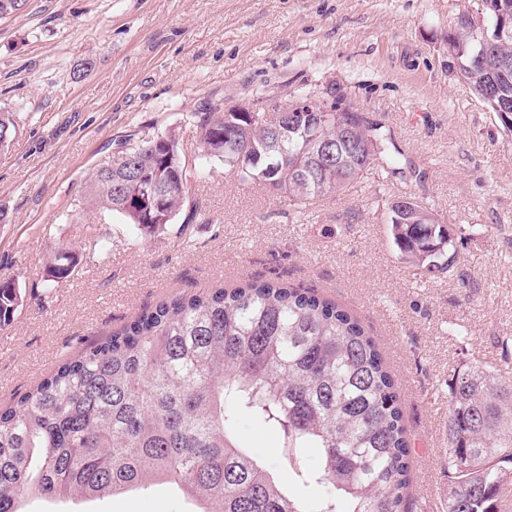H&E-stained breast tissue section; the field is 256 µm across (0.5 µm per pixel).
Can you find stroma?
I'll return each mask as SVG.
<instances>
[{"mask_svg":"<svg viewBox=\"0 0 512 512\" xmlns=\"http://www.w3.org/2000/svg\"><path fill=\"white\" fill-rule=\"evenodd\" d=\"M482 0H29L0 19V283L24 306L0 327V405L64 358L173 296L272 280L347 308L377 342L410 435L411 512H448V383L480 362L512 373V132L448 57V29ZM306 93L379 120L396 168L314 199L311 220L223 162L155 232L87 205L92 174L139 138L174 133L199 155L191 115ZM412 162L420 180L402 178ZM413 196L452 228L451 273L417 274L384 221ZM80 262L60 286L59 246ZM239 444L308 508L324 490L294 483L277 433L239 413ZM98 512H187L166 486Z\"/></svg>","mask_w":512,"mask_h":512,"instance_id":"obj_1","label":"stroma"}]
</instances>
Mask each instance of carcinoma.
<instances>
[{"label":"carcinoma","mask_w":512,"mask_h":512,"mask_svg":"<svg viewBox=\"0 0 512 512\" xmlns=\"http://www.w3.org/2000/svg\"><path fill=\"white\" fill-rule=\"evenodd\" d=\"M455 64L480 101L512 121V39L475 65L477 40L448 30ZM312 111H293L296 100ZM288 111L258 122L251 112H196L203 158L224 162L244 183L271 188L302 214L391 163L387 135L363 112H323L292 96ZM145 137L89 184V204L153 232L151 213L129 203L136 186L165 191L170 217L189 202L192 159L181 182L162 139ZM403 262L448 271L453 243L439 214L412 196L387 213ZM78 254L57 249L47 274L58 283ZM23 306L0 284V325ZM237 412L281 437L295 481L331 489L317 512H407L414 469L397 385L360 320L334 301L275 281L189 292L141 312L122 329L65 359L31 391L0 408V512L22 499L85 501L163 482L193 512H310L272 467L229 434ZM448 512H504L512 485V380L476 363L457 372L448 408ZM321 465L311 469L306 449Z\"/></svg>","instance_id":"carcinoma-1"}]
</instances>
